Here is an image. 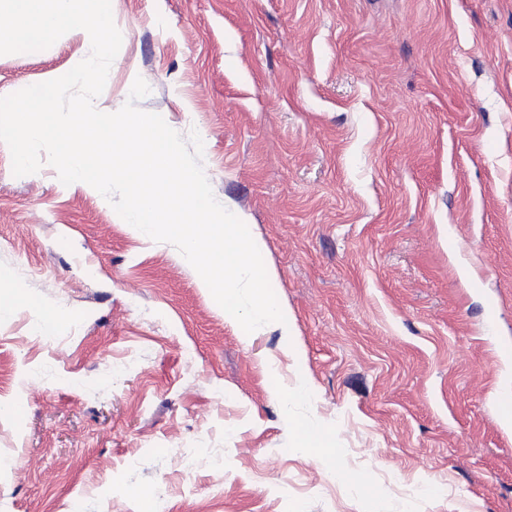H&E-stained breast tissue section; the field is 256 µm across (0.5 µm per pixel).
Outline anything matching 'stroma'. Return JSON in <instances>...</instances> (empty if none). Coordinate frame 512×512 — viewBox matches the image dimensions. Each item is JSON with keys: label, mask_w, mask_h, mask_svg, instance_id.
<instances>
[{"label": "stroma", "mask_w": 512, "mask_h": 512, "mask_svg": "<svg viewBox=\"0 0 512 512\" xmlns=\"http://www.w3.org/2000/svg\"><path fill=\"white\" fill-rule=\"evenodd\" d=\"M112 13L95 106L140 77L138 108L199 134L291 334L225 321L175 246L50 165L14 176L0 142V295L27 297L0 312V401L23 407L0 417V512H142L145 490L162 512H512V0ZM86 49L0 55V96ZM299 417L332 463L290 449ZM292 430L297 448H304L326 459L336 457V440L320 424L305 419H293Z\"/></svg>", "instance_id": "stroma-1"}]
</instances>
